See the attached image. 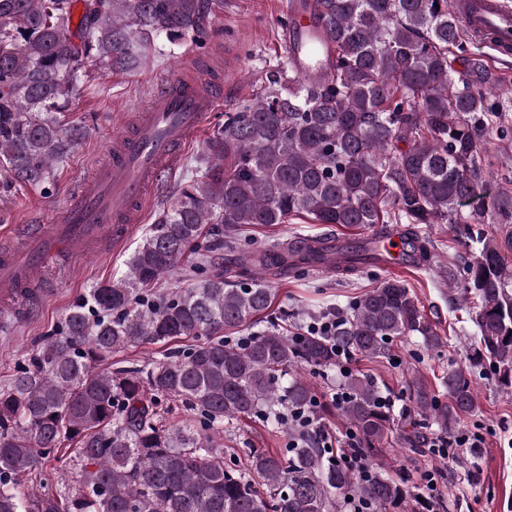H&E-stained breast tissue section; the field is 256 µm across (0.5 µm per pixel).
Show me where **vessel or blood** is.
<instances>
[{"label": "vessel or blood", "mask_w": 512, "mask_h": 512, "mask_svg": "<svg viewBox=\"0 0 512 512\" xmlns=\"http://www.w3.org/2000/svg\"><path fill=\"white\" fill-rule=\"evenodd\" d=\"M452 10L476 45L512 54L506 0H452ZM288 12L293 23L278 48L303 76H312L309 60L319 53L313 22L299 0H289ZM223 98L222 83L160 75L148 107L133 116L134 133L116 141L111 159L71 189L57 224H20L12 237L0 239V298L28 316L43 300L50 254H80L91 244L119 240L123 225L141 220L159 174L177 166Z\"/></svg>", "instance_id": "vessel-or-blood-1"}]
</instances>
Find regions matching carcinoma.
<instances>
[{
	"instance_id": "carcinoma-1",
	"label": "carcinoma",
	"mask_w": 512,
	"mask_h": 512,
	"mask_svg": "<svg viewBox=\"0 0 512 512\" xmlns=\"http://www.w3.org/2000/svg\"><path fill=\"white\" fill-rule=\"evenodd\" d=\"M314 2L325 39L319 76L274 71L263 94L226 113L124 274L89 289L0 389V512H336L348 495L379 507L405 497L408 490L378 470L363 478L328 462L305 436L295 437L286 461L248 449L244 468L224 463L211 439L243 417L285 425L287 411L313 399L300 368H329L342 350L387 358L399 336L442 348L446 339L413 290L390 278L325 309L336 315L332 340L297 324L232 344L224 333L251 327L273 303L263 271L322 265L329 248L319 238L256 251L232 278L203 252L212 232L235 249L246 225L301 217L338 227L407 224L410 257L423 265L433 245L420 225H451L472 255L448 265V283H463L454 301L468 304L477 345L468 368L442 378L444 400L425 377L412 376L403 440L418 450L426 423L448 429L473 413L472 370L512 386V190L484 198V208L506 221L496 236L465 213L481 172L479 141L503 110L497 78L480 63L452 66L451 49L465 48L448 0ZM214 7V0H0V169L51 185L83 135L61 115L87 64L129 69L154 36L202 43ZM285 80L295 86L287 95ZM377 250L366 242L341 251L338 271L377 259ZM186 265L212 272L168 296L150 293L159 277ZM182 340L189 344L145 368H97L131 346ZM341 386L349 397L339 409L371 457L390 430L382 391L352 371ZM173 399L195 412L199 429L165 423ZM66 441L76 445L72 494L42 477ZM36 481L39 488L18 491Z\"/></svg>"
}]
</instances>
